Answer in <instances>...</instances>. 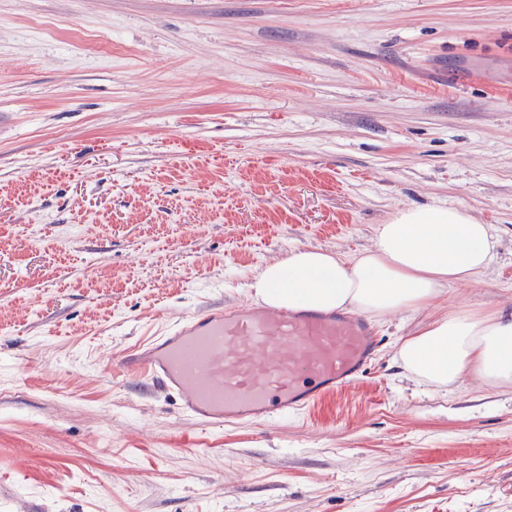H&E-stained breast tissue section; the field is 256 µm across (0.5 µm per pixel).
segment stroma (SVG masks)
<instances>
[{
	"mask_svg": "<svg viewBox=\"0 0 512 512\" xmlns=\"http://www.w3.org/2000/svg\"><path fill=\"white\" fill-rule=\"evenodd\" d=\"M413 207L493 259L347 393L212 428L121 369ZM462 308H512V0H0V512H512V391L394 359Z\"/></svg>",
	"mask_w": 512,
	"mask_h": 512,
	"instance_id": "obj_1",
	"label": "stroma"
}]
</instances>
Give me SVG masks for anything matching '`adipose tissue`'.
<instances>
[{
	"instance_id": "1",
	"label": "adipose tissue",
	"mask_w": 512,
	"mask_h": 512,
	"mask_svg": "<svg viewBox=\"0 0 512 512\" xmlns=\"http://www.w3.org/2000/svg\"><path fill=\"white\" fill-rule=\"evenodd\" d=\"M489 225L455 208L399 211L379 225L372 247L346 256L297 249L253 278L255 299L275 307L353 312L378 318L428 307L444 287L466 284L489 266ZM396 360L412 380L437 390L465 378L512 389V311L453 310L400 338Z\"/></svg>"
}]
</instances>
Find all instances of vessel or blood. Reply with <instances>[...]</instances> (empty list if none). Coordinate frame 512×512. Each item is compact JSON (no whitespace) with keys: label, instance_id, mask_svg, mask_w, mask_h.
<instances>
[{"label":"vessel or blood","instance_id":"1","mask_svg":"<svg viewBox=\"0 0 512 512\" xmlns=\"http://www.w3.org/2000/svg\"><path fill=\"white\" fill-rule=\"evenodd\" d=\"M377 347L360 317L229 306L191 314L124 364L148 370L183 412L224 427L297 414L355 386Z\"/></svg>","mask_w":512,"mask_h":512}]
</instances>
